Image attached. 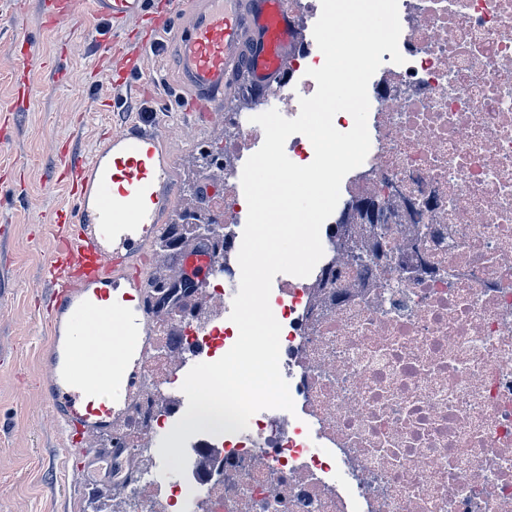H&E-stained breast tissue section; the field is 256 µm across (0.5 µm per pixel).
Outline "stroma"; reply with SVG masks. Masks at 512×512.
I'll list each match as a JSON object with an SVG mask.
<instances>
[{
    "mask_svg": "<svg viewBox=\"0 0 512 512\" xmlns=\"http://www.w3.org/2000/svg\"><path fill=\"white\" fill-rule=\"evenodd\" d=\"M28 39L37 55L29 75L36 94L27 109L13 102L20 77L10 37ZM106 22L82 11L65 27L43 26L38 0H0V512H83L89 495L112 479L107 433L66 445L55 427L41 376L48 323L39 296L56 246L49 218L73 207L60 152L88 156L105 133L157 117L175 155L177 202L188 197V171L204 142L223 125L183 123L169 86L172 58L148 54L158 78L147 99L113 107L102 73L109 55Z\"/></svg>",
    "mask_w": 512,
    "mask_h": 512,
    "instance_id": "35a3bbf8",
    "label": "stroma"
}]
</instances>
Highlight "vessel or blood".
Wrapping results in <instances>:
<instances>
[{"label":"vessel or blood","mask_w":512,"mask_h":512,"mask_svg":"<svg viewBox=\"0 0 512 512\" xmlns=\"http://www.w3.org/2000/svg\"><path fill=\"white\" fill-rule=\"evenodd\" d=\"M87 4L112 29L119 91L141 95L152 84L139 32L159 41L173 35L175 97L196 123H213L228 102L264 101L282 86L304 40L288 0H40L42 20L73 21ZM171 154L160 122L141 119L111 131L89 158L63 160L76 202L51 217L61 245L46 264L52 292L44 369L48 401L69 442L110 426L134 387L108 364L94 374L77 370L69 350L77 336L107 345L143 332L147 311L132 302L145 285L136 261L175 199Z\"/></svg>","instance_id":"obj_1"}]
</instances>
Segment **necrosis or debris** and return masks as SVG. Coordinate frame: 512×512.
I'll use <instances>...</instances> for the list:
<instances>
[{
    "mask_svg": "<svg viewBox=\"0 0 512 512\" xmlns=\"http://www.w3.org/2000/svg\"><path fill=\"white\" fill-rule=\"evenodd\" d=\"M404 64L383 53L368 84L370 151L341 184L311 274L279 280L280 370L294 411L186 443L184 475L159 483L147 441L185 410L178 363L238 339L221 307L239 280L247 208L237 162L264 132L225 113L223 280L199 306L158 305L142 376L112 434V490L136 512H512V0H398ZM316 43L268 108L316 91ZM386 233L363 238L360 205ZM373 261L355 263L357 241Z\"/></svg>",
    "mask_w": 512,
    "mask_h": 512,
    "instance_id": "necrosis-or-debris-1",
    "label": "necrosis or debris"
}]
</instances>
